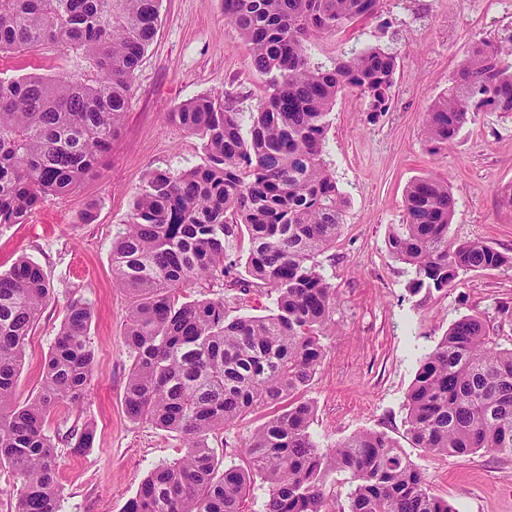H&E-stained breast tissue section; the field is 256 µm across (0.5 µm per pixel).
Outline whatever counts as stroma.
<instances>
[{
  "instance_id": "stroma-1",
  "label": "stroma",
  "mask_w": 512,
  "mask_h": 512,
  "mask_svg": "<svg viewBox=\"0 0 512 512\" xmlns=\"http://www.w3.org/2000/svg\"><path fill=\"white\" fill-rule=\"evenodd\" d=\"M378 14L311 43V64L350 50L379 47L397 56L388 112H372L355 91L340 93L328 116L325 159L348 199L344 224L318 256L336 291V333L302 397L314 407L310 430L324 447L362 430L394 438L428 478L433 493L456 512H512V454L467 457L412 447L406 435V395L418 367L448 327L465 315L512 347V268L461 273L442 292L411 293L408 265L388 250V234L404 220V194L416 178L448 183L456 200L449 235L476 239L512 257V208L497 190L512 184V113L481 112L453 143L436 148L424 134L426 113L447 89L475 43L512 38V0H381ZM78 55L47 44L0 55V74L82 75ZM232 94L242 112L255 110L266 79L251 50L224 21V0H161L156 36L137 70L123 130L108 163L64 196L45 197L22 224L0 226V272L20 257L37 262L53 295L25 349L17 396H34L44 360L68 305L94 310L89 339L95 364L80 407L59 405L47 423H91L96 436L83 455L56 440L62 512H123L156 466L181 455L177 434L131 419L124 393L133 358L123 340L129 296L113 278L112 243L132 214L133 200L155 170L173 173L205 163L201 138L169 121L181 102ZM190 295L220 300L229 317L261 316L273 297L246 271L235 279L202 281ZM259 407L225 427L213 442L225 463L245 462L244 445L270 416Z\"/></svg>"
}]
</instances>
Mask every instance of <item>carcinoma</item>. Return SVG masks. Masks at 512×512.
I'll use <instances>...</instances> for the list:
<instances>
[{
    "label": "carcinoma",
    "instance_id": "cac0c4a2",
    "mask_svg": "<svg viewBox=\"0 0 512 512\" xmlns=\"http://www.w3.org/2000/svg\"><path fill=\"white\" fill-rule=\"evenodd\" d=\"M379 0H224L269 94L244 124L237 98L199 95L169 113L202 136L206 161L151 173L131 221L112 242V269L130 298L133 354L125 407L179 434L184 454L152 470L124 512H244L247 487H268L265 512H329L325 485L349 475V512H455L384 432L363 430L323 449L300 393L332 332L334 289L316 261L344 223L345 197L323 158L328 115L352 89L388 110L397 57L381 48L309 59L312 39L376 12ZM160 0H0V54L44 43L84 56L83 78H0V226L22 224L46 196L98 171L121 131L134 73L157 33ZM478 112L512 113V39L482 41L427 112L424 133L446 146ZM405 223L388 237L409 265V289L443 291L467 271L512 267L481 241H454L455 200L433 176L405 191ZM245 228L247 269L274 292L260 317L228 318L224 302L192 299L194 283L235 274L231 237ZM41 267L20 258L0 274V472L21 480L16 512H61L59 456L46 432L61 403L86 396L95 352L93 308L69 304L33 397L16 399L26 339L51 298ZM259 406L271 415L245 446L248 467L224 464L210 439ZM414 448L466 457L512 453V348L475 316L455 321L418 362L406 396ZM73 454L94 430L69 428Z\"/></svg>",
    "mask_w": 512,
    "mask_h": 512
}]
</instances>
